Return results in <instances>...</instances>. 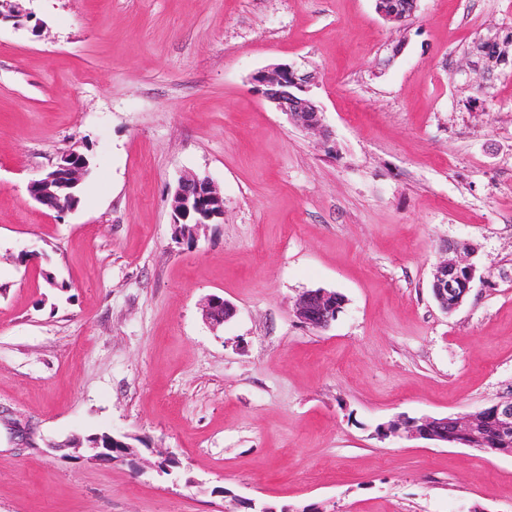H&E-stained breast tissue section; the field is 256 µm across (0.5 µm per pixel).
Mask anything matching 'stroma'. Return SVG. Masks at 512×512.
Returning <instances> with one entry per match:
<instances>
[{"label":"stroma","instance_id":"1","mask_svg":"<svg viewBox=\"0 0 512 512\" xmlns=\"http://www.w3.org/2000/svg\"><path fill=\"white\" fill-rule=\"evenodd\" d=\"M27 7L0 23V512H512V456L376 434L512 394V76L485 97L453 76L512 0H419L401 24L375 0ZM291 62L329 139L251 81ZM71 149L92 170L59 214L27 187ZM189 174L224 196L192 242ZM462 246L448 314L433 272ZM316 288L345 299L324 331L294 312ZM212 294L236 308L218 327ZM101 432L139 458L68 459ZM173 224L182 238L205 224H220L224 220V197L207 177H181L173 193ZM475 277V267L464 259L439 262L433 274L431 290L445 313H452L466 299Z\"/></svg>","mask_w":512,"mask_h":512}]
</instances>
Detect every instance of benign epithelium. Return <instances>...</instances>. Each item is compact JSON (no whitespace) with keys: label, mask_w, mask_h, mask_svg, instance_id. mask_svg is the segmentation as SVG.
<instances>
[{"label":"benign epithelium","mask_w":512,"mask_h":512,"mask_svg":"<svg viewBox=\"0 0 512 512\" xmlns=\"http://www.w3.org/2000/svg\"><path fill=\"white\" fill-rule=\"evenodd\" d=\"M25 0H0V21L29 18L31 12L23 5ZM376 10L385 19L401 23L413 11L401 12L388 0H376ZM497 40L490 29L470 50L464 53V62L456 74L465 82L474 83L478 92L489 89L499 73L512 65L509 54L498 48L491 49ZM251 80L262 87L265 99L284 113L295 126L312 131L323 138L329 130L323 124L322 109L310 95L315 74L296 63L278 64L255 72ZM88 159L76 152L61 155L52 170L29 184L31 197L41 206L53 210L71 209L73 190L81 183ZM173 224L176 234L196 232L205 224H221L224 220V197L207 177L185 176L179 179L173 193ZM475 277V267L464 259H446L439 262L433 274L431 290L439 307L446 313L456 310L466 299ZM344 299L335 292L322 288L304 291L296 303V315L307 327L328 329L341 312ZM205 319L214 326L230 321L235 307L218 295L206 298ZM384 435H400L412 439L442 442L453 446L475 448L479 445L487 452L512 455L505 444L512 441V395L487 405L475 412L446 417L400 416L379 427ZM136 447L127 435H112L105 446L90 443L83 453L75 456L80 461L109 465L133 456Z\"/></svg>","instance_id":"obj_1"}]
</instances>
